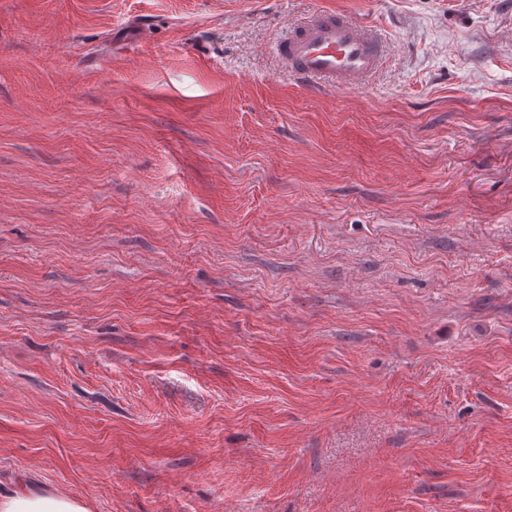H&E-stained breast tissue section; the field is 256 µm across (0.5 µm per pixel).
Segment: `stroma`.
<instances>
[{
  "instance_id": "35a3bbf8",
  "label": "stroma",
  "mask_w": 512,
  "mask_h": 512,
  "mask_svg": "<svg viewBox=\"0 0 512 512\" xmlns=\"http://www.w3.org/2000/svg\"><path fill=\"white\" fill-rule=\"evenodd\" d=\"M326 9L383 34L370 84L280 71ZM31 485L512 512V0H0V491Z\"/></svg>"
}]
</instances>
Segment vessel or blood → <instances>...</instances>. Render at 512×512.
Here are the masks:
<instances>
[{
  "mask_svg": "<svg viewBox=\"0 0 512 512\" xmlns=\"http://www.w3.org/2000/svg\"><path fill=\"white\" fill-rule=\"evenodd\" d=\"M280 65L310 90L328 84L354 87L376 73L380 40L365 24L336 11L322 10L295 24L276 47Z\"/></svg>",
  "mask_w": 512,
  "mask_h": 512,
  "instance_id": "vessel-or-blood-1",
  "label": "vessel or blood"
}]
</instances>
